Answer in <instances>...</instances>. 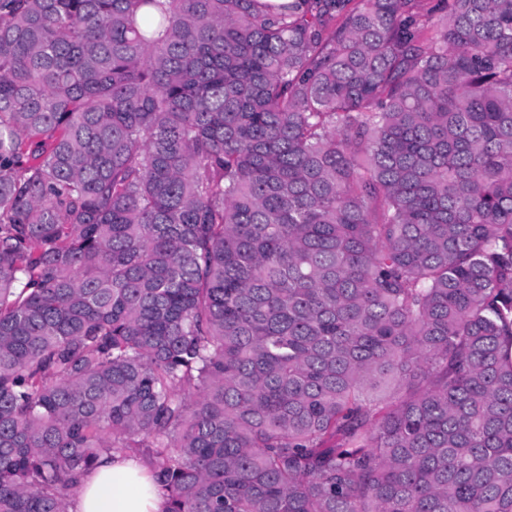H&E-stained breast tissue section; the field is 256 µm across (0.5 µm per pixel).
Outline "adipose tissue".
<instances>
[{"instance_id":"obj_1","label":"adipose tissue","mask_w":512,"mask_h":512,"mask_svg":"<svg viewBox=\"0 0 512 512\" xmlns=\"http://www.w3.org/2000/svg\"><path fill=\"white\" fill-rule=\"evenodd\" d=\"M156 479L138 458L102 454L92 474L81 477L68 512H164Z\"/></svg>"}]
</instances>
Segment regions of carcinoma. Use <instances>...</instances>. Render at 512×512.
<instances>
[{"instance_id": "1", "label": "carcinoma", "mask_w": 512, "mask_h": 512, "mask_svg": "<svg viewBox=\"0 0 512 512\" xmlns=\"http://www.w3.org/2000/svg\"><path fill=\"white\" fill-rule=\"evenodd\" d=\"M510 347L512 0H0V512H512ZM136 455L146 462L141 454ZM141 460L102 454L93 473L80 478L68 512H164L166 501Z\"/></svg>"}]
</instances>
